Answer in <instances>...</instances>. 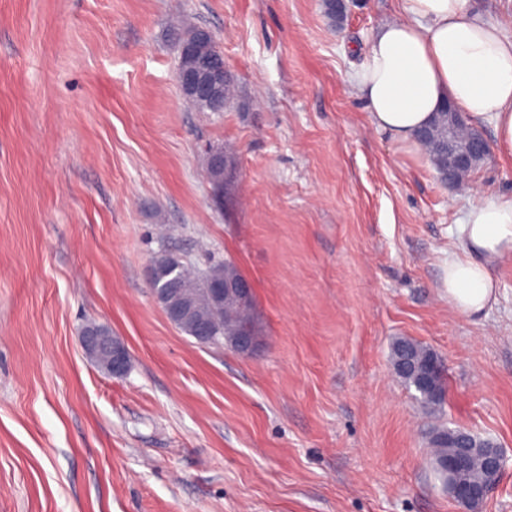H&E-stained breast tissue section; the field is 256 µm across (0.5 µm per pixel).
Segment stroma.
I'll list each match as a JSON object with an SVG mask.
<instances>
[{"instance_id":"1","label":"stroma","mask_w":512,"mask_h":512,"mask_svg":"<svg viewBox=\"0 0 512 512\" xmlns=\"http://www.w3.org/2000/svg\"><path fill=\"white\" fill-rule=\"evenodd\" d=\"M394 0H0V512H465L439 427L512 461V258L477 317L443 286L475 197L512 195L498 149L448 186L371 127L350 77ZM208 28L237 100L177 87L172 36ZM237 180L214 193L208 152ZM167 251L233 259L261 346H201L151 298ZM107 325L113 377L79 344ZM400 337L446 367L430 413ZM81 347L86 356L113 377L123 376L130 364L125 343L105 325L89 324L81 331ZM397 377L402 382H404L409 388H414V390L419 394V399L421 403L424 405V407L431 410H436L443 403L446 391V374L445 367L442 363L439 364L436 373V392H421L417 390L414 386V375L412 372L407 371L405 374L397 375Z\"/></svg>"}]
</instances>
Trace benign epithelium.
Segmentation results:
<instances>
[{
  "label": "benign epithelium",
  "mask_w": 512,
  "mask_h": 512,
  "mask_svg": "<svg viewBox=\"0 0 512 512\" xmlns=\"http://www.w3.org/2000/svg\"><path fill=\"white\" fill-rule=\"evenodd\" d=\"M211 33L207 29L197 30L194 40L182 49V62L176 73V83L181 95L191 102L211 100L222 109L229 107L224 100V69L215 58L205 54ZM490 147L483 136H472L464 149L448 147V170L445 179L450 183L458 181L459 173L489 154ZM211 298L222 302L241 318L236 336V351L249 357L258 348V337L252 331V294L250 282H237L228 278L209 282ZM152 299L165 313L172 324L192 323L193 339L201 345L216 342L211 323L200 315L197 299L192 289L185 287L177 275H172L164 288L151 289ZM81 347L86 356L100 369L114 377L124 375L130 364V352L125 343L112 335L105 325L89 324L81 331ZM452 450L441 460V468L448 474V491L470 512H479L493 491L497 488L507 464V457L495 444L478 448L474 434L454 429ZM480 458V476L469 475L472 457Z\"/></svg>",
  "instance_id": "7a95c632"
}]
</instances>
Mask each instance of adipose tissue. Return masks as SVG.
<instances>
[{"mask_svg": "<svg viewBox=\"0 0 512 512\" xmlns=\"http://www.w3.org/2000/svg\"><path fill=\"white\" fill-rule=\"evenodd\" d=\"M351 84L371 125L402 144L416 145L448 104L489 124L512 156V37L474 0H398L396 19L374 33ZM462 231L467 244L449 257L444 283L449 305L474 316L497 300L492 263L512 255V197L471 202Z\"/></svg>", "mask_w": 512, "mask_h": 512, "instance_id": "ef3b65f1", "label": "adipose tissue"}]
</instances>
